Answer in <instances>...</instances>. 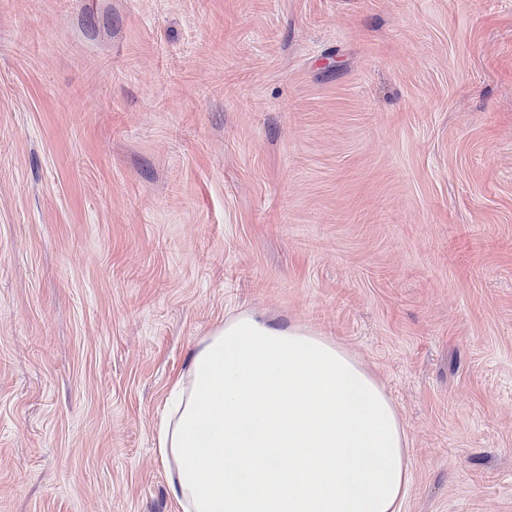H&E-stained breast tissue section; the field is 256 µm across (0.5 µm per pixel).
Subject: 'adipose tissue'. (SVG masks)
<instances>
[{"label": "adipose tissue", "mask_w": 512, "mask_h": 512, "mask_svg": "<svg viewBox=\"0 0 512 512\" xmlns=\"http://www.w3.org/2000/svg\"><path fill=\"white\" fill-rule=\"evenodd\" d=\"M155 448L182 512H401L410 483L376 378L331 338L248 312L198 342Z\"/></svg>", "instance_id": "adipose-tissue-1"}]
</instances>
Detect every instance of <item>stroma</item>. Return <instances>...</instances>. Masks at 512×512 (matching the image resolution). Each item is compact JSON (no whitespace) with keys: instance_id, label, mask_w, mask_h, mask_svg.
Listing matches in <instances>:
<instances>
[{"instance_id":"obj_1","label":"stroma","mask_w":512,"mask_h":512,"mask_svg":"<svg viewBox=\"0 0 512 512\" xmlns=\"http://www.w3.org/2000/svg\"><path fill=\"white\" fill-rule=\"evenodd\" d=\"M239 311L381 383L401 512H512V0H0V512H181Z\"/></svg>"}]
</instances>
